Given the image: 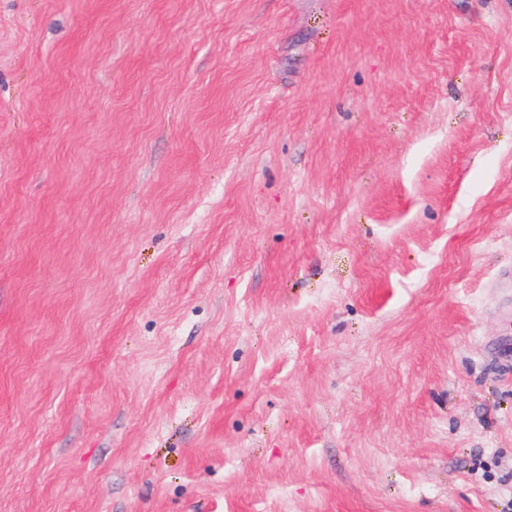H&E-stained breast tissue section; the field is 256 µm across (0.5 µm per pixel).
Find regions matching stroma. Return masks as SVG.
<instances>
[{"label":"stroma","instance_id":"obj_1","mask_svg":"<svg viewBox=\"0 0 512 512\" xmlns=\"http://www.w3.org/2000/svg\"><path fill=\"white\" fill-rule=\"evenodd\" d=\"M0 512H512V0H0Z\"/></svg>","mask_w":512,"mask_h":512}]
</instances>
